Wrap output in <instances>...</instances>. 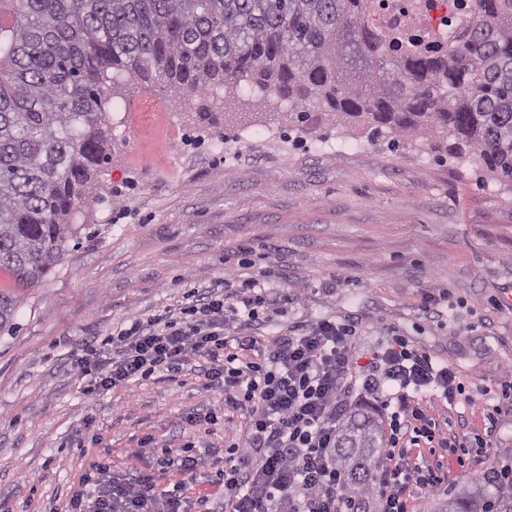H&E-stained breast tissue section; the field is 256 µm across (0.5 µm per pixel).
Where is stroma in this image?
I'll list each match as a JSON object with an SVG mask.
<instances>
[{"mask_svg":"<svg viewBox=\"0 0 512 512\" xmlns=\"http://www.w3.org/2000/svg\"><path fill=\"white\" fill-rule=\"evenodd\" d=\"M117 93L106 109L112 161L86 191L77 246L0 332V501L10 512H62L66 490L104 459L121 475L156 470V458L133 455L143 440H196L191 418L221 398L220 387L203 390L200 371L90 397L72 362L86 340L219 284L225 252L240 246L270 267L268 293L298 292L251 327L260 344L321 319L354 324L363 357L408 337L475 395L423 397L427 412L457 442L482 432L484 391L512 383V184L471 157L370 142L357 125L270 123L273 99L178 97L133 76ZM228 111L257 119L231 125ZM427 294L446 297V316L424 313ZM510 452V413L465 465L413 449L416 462L442 464L445 481L411 492L410 512H438Z\"/></svg>","mask_w":512,"mask_h":512,"instance_id":"stroma-1","label":"stroma"}]
</instances>
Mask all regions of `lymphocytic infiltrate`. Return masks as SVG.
Here are the masks:
<instances>
[{
	"instance_id": "obj_1",
	"label": "lymphocytic infiltrate",
	"mask_w": 512,
	"mask_h": 512,
	"mask_svg": "<svg viewBox=\"0 0 512 512\" xmlns=\"http://www.w3.org/2000/svg\"><path fill=\"white\" fill-rule=\"evenodd\" d=\"M295 292L270 298L259 279L229 277L221 289L187 294L181 318L155 315L118 333L116 344L95 340L75 360L90 377L87 394L148 375L180 373L190 359L204 360L207 381H221L223 408L243 410L240 427L224 435V512H359L362 500L336 467V443L347 411L348 386L382 396L388 409L385 461L371 481L376 512H408L413 488H431L439 471L411 460L406 434L447 445L442 424L422 407L433 391L448 403L466 394L448 361L419 351L403 336L389 337L371 361L358 364L353 325L320 320L296 334L276 337L255 354L243 329L270 306L293 303ZM194 446L163 449L161 468L178 474L171 489L153 473L114 476L109 462L85 470L66 494L65 512H191L197 481Z\"/></svg>"
}]
</instances>
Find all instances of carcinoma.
Listing matches in <instances>:
<instances>
[{"label": "carcinoma", "mask_w": 512, "mask_h": 512, "mask_svg": "<svg viewBox=\"0 0 512 512\" xmlns=\"http://www.w3.org/2000/svg\"><path fill=\"white\" fill-rule=\"evenodd\" d=\"M368 0H0V331L61 264L84 187L111 162L103 126L124 74L201 98L246 82L306 124L310 105L393 147L439 134L512 182V0H474L467 33L429 52L366 27ZM367 407L346 420L336 465L363 487L383 447ZM439 512H512V465Z\"/></svg>", "instance_id": "obj_1"}]
</instances>
